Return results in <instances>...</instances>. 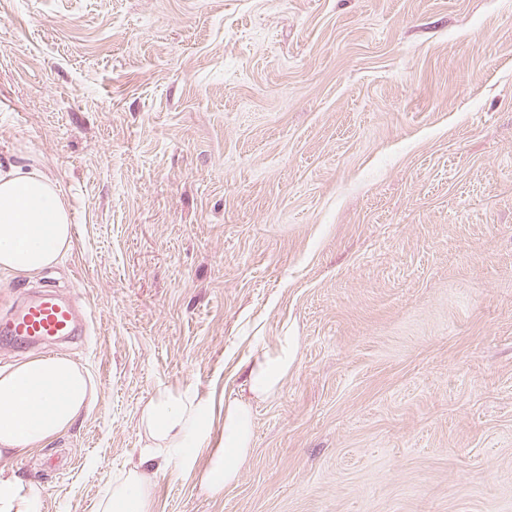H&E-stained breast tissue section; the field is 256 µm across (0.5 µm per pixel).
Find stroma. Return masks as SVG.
<instances>
[{
  "label": "stroma",
  "instance_id": "obj_1",
  "mask_svg": "<svg viewBox=\"0 0 512 512\" xmlns=\"http://www.w3.org/2000/svg\"><path fill=\"white\" fill-rule=\"evenodd\" d=\"M74 215L40 274L97 401L14 460L93 512L158 389L224 399L298 339L223 495L154 512H512V0H0V164Z\"/></svg>",
  "mask_w": 512,
  "mask_h": 512
}]
</instances>
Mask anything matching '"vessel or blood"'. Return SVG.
I'll use <instances>...</instances> for the list:
<instances>
[{
	"instance_id": "b4317fda",
	"label": "vessel or blood",
	"mask_w": 512,
	"mask_h": 512,
	"mask_svg": "<svg viewBox=\"0 0 512 512\" xmlns=\"http://www.w3.org/2000/svg\"><path fill=\"white\" fill-rule=\"evenodd\" d=\"M78 331L75 304L55 292L31 297L0 318V335L29 345H47Z\"/></svg>"
}]
</instances>
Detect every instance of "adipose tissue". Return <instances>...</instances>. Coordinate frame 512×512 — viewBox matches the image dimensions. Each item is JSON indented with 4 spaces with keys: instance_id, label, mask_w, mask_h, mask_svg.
Segmentation results:
<instances>
[{
    "instance_id": "adipose-tissue-1",
    "label": "adipose tissue",
    "mask_w": 512,
    "mask_h": 512,
    "mask_svg": "<svg viewBox=\"0 0 512 512\" xmlns=\"http://www.w3.org/2000/svg\"><path fill=\"white\" fill-rule=\"evenodd\" d=\"M71 210L54 181L35 169L0 170V272L34 276L55 266L72 244ZM297 339L277 336L273 349L246 363L247 397L224 400V442L202 474L213 495L236 483L251 450L253 404L279 393L296 360ZM96 400L89 372L61 355L30 358L0 368V512H42L39 486L24 481L8 461L29 456L67 431ZM145 445L138 464L120 472L99 497L95 512H152L153 485L142 462L194 464L210 433V406L199 395L157 390L140 417Z\"/></svg>"
}]
</instances>
